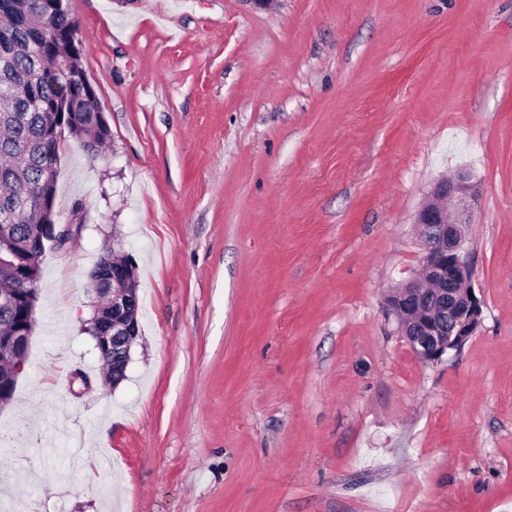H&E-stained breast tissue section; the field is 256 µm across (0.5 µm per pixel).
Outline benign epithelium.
Instances as JSON below:
<instances>
[{
  "label": "benign epithelium",
  "mask_w": 512,
  "mask_h": 512,
  "mask_svg": "<svg viewBox=\"0 0 512 512\" xmlns=\"http://www.w3.org/2000/svg\"><path fill=\"white\" fill-rule=\"evenodd\" d=\"M474 204L469 171L460 169L435 184L414 219L423 250L419 274L398 284L386 297L400 332L426 363L437 362L448 351L461 348L481 319L482 301L474 288L473 267L465 248ZM91 279V292L96 297L130 282L128 271L118 267L112 268L110 279L98 270ZM136 309L135 293L114 297L109 311L94 305L86 328L100 354H110L124 366L137 335Z\"/></svg>",
  "instance_id": "7a95c632"
}]
</instances>
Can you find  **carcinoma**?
<instances>
[{
  "label": "carcinoma",
  "instance_id": "1",
  "mask_svg": "<svg viewBox=\"0 0 512 512\" xmlns=\"http://www.w3.org/2000/svg\"><path fill=\"white\" fill-rule=\"evenodd\" d=\"M77 29L57 0H0V215L9 213L0 255L11 261L0 289L40 279L39 224L55 200L59 137H76L92 159L110 138ZM25 329V304L0 307V336Z\"/></svg>",
  "mask_w": 512,
  "mask_h": 512
}]
</instances>
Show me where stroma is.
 Here are the masks:
<instances>
[{"instance_id": "1", "label": "stroma", "mask_w": 512, "mask_h": 512, "mask_svg": "<svg viewBox=\"0 0 512 512\" xmlns=\"http://www.w3.org/2000/svg\"><path fill=\"white\" fill-rule=\"evenodd\" d=\"M110 128L59 148L0 512H512V0H68ZM484 299L419 360L385 306L435 181ZM131 256L106 384L91 273Z\"/></svg>"}]
</instances>
